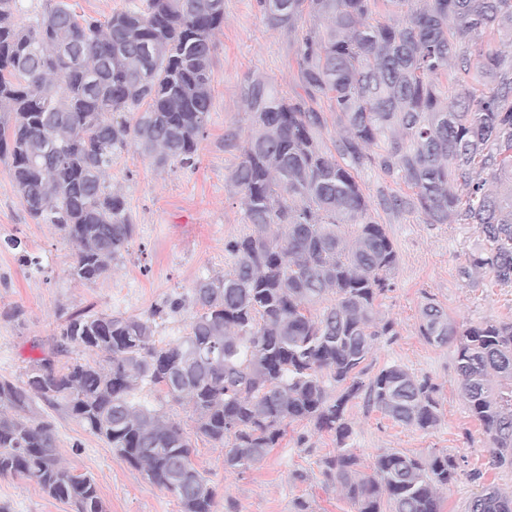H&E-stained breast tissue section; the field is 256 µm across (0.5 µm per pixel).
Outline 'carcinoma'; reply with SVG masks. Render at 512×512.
<instances>
[{
	"mask_svg": "<svg viewBox=\"0 0 512 512\" xmlns=\"http://www.w3.org/2000/svg\"><path fill=\"white\" fill-rule=\"evenodd\" d=\"M267 27L301 31L300 91L262 75L240 96L250 115L241 160L227 175L249 232L225 244L224 274L192 289L185 335L161 345L147 317L79 310L64 316L48 350L16 378L0 376V476L18 477L75 512H106L94 480L62 465L44 409L103 440L181 512H213L215 489L192 461L190 437L136 400L148 386L192 411L195 434L224 447V466L261 464L293 422L334 436L323 474L357 512H441L456 480L445 452L382 449L371 473L350 443V404L428 430L440 420L436 388L401 365L366 378L382 336L379 317L398 253L374 212L405 211L427 224H475L479 270L512 284V56L471 48L512 43V0H256ZM23 0H0V160L27 213L73 246L72 279L108 275L134 238L123 197L107 184L112 158L133 148L159 166L196 165L212 108L215 32L224 0L132 2L105 21L68 0H46L18 21ZM383 20L373 21L376 15ZM324 98L343 132L325 146ZM135 112L130 122L114 114ZM367 165L411 194L367 195ZM420 336L456 344L461 391L512 466V323L462 328L434 301ZM89 352L96 359L61 362ZM466 512H512V493L488 485Z\"/></svg>",
	"mask_w": 512,
	"mask_h": 512,
	"instance_id": "cac0c4a2",
	"label": "carcinoma"
}]
</instances>
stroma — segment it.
Listing matches in <instances>:
<instances>
[{"label": "stroma", "instance_id": "stroma-1", "mask_svg": "<svg viewBox=\"0 0 512 512\" xmlns=\"http://www.w3.org/2000/svg\"><path fill=\"white\" fill-rule=\"evenodd\" d=\"M297 38L268 30L255 0H224V25L212 58V109L195 167H159L135 151L112 160L108 181L125 199L136 227L128 254L112 272L82 284L68 274L73 248L55 225L38 224L24 210L6 164L0 162V376L18 377L39 356L64 313L91 309L143 316L174 297L186 299L178 314L156 322L155 336L169 342L185 335L194 312L196 281L223 274L231 263L224 246L247 233L243 210L225 178L239 163L249 115L240 97L248 76L270 78L284 93L296 88L290 62ZM399 263L394 287L379 301L395 333L381 337L374 369L400 364L437 389L440 421L423 431L394 422L357 403L347 412L360 467L370 471L381 449L427 455L447 452L458 477L442 494L443 512H465L473 492L492 484L512 491V469L495 467L491 448L471 415L458 383L455 348L432 345L419 334L420 312L435 299L466 325L512 322V285L491 284L487 274L460 275L482 236L473 224H427L411 213L378 212ZM17 239L21 248H10ZM63 462L93 477L107 512H180L175 499L149 483L102 440L76 421L54 416ZM192 460L217 490L213 512H356L324 477L320 462L332 453L331 434L296 422L279 448L245 473L224 467L220 446L198 438ZM0 507L7 512H74L38 486L0 477Z\"/></svg>", "mask_w": 512, "mask_h": 512}]
</instances>
